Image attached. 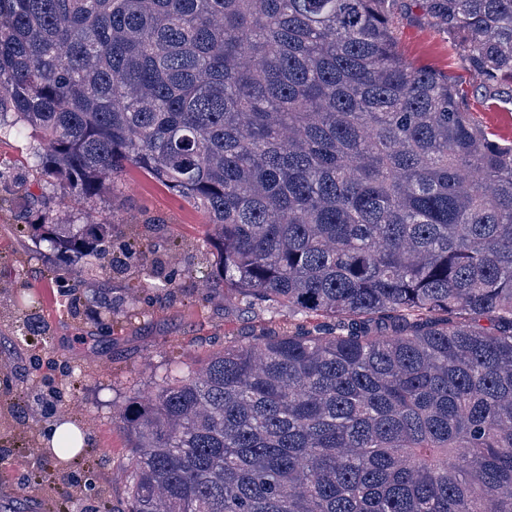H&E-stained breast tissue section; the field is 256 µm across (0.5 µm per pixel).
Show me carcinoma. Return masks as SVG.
<instances>
[{"label": "carcinoma", "instance_id": "cac0c4a2", "mask_svg": "<svg viewBox=\"0 0 512 512\" xmlns=\"http://www.w3.org/2000/svg\"><path fill=\"white\" fill-rule=\"evenodd\" d=\"M397 2L0 0L40 240L105 255L112 225L56 223L48 187L85 208L136 167L207 217V286L270 315L120 409L116 512H512V141L403 55ZM412 2L487 92L512 79V0Z\"/></svg>", "mask_w": 512, "mask_h": 512}]
</instances>
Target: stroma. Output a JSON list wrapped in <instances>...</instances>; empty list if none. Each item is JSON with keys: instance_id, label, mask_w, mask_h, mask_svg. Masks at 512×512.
I'll use <instances>...</instances> for the list:
<instances>
[{"instance_id": "35a3bbf8", "label": "stroma", "mask_w": 512, "mask_h": 512, "mask_svg": "<svg viewBox=\"0 0 512 512\" xmlns=\"http://www.w3.org/2000/svg\"><path fill=\"white\" fill-rule=\"evenodd\" d=\"M397 37L414 64L459 84L466 111L490 131L512 139V82L486 94L465 68L462 53L403 0ZM33 139L0 137V171L13 192L0 210V512L24 500L27 512H113L127 491V436L120 407L153 390L158 378L221 349L228 336L244 335L258 319L226 307L222 296L204 298L202 285L214 257L205 244L207 220L140 169L122 176L115 194L98 201L97 218L111 223L119 242L150 241L163 264L159 278L176 277L169 293L140 295L138 317L105 319L84 314L92 292L137 283L125 270L102 277L77 272L66 256L35 245L26 227L39 207L41 183L27 166ZM36 296L37 315L50 340H16L15 298ZM84 426L80 456L58 463L42 454L44 433L60 418Z\"/></svg>"}]
</instances>
